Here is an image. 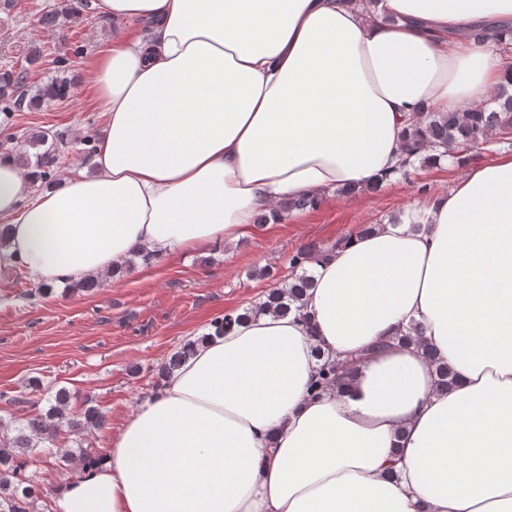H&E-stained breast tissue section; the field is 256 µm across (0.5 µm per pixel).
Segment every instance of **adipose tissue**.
Segmentation results:
<instances>
[{"label": "adipose tissue", "mask_w": 512, "mask_h": 512, "mask_svg": "<svg viewBox=\"0 0 512 512\" xmlns=\"http://www.w3.org/2000/svg\"><path fill=\"white\" fill-rule=\"evenodd\" d=\"M122 23L91 72L98 172L32 194L0 155L6 252L52 286L127 257L222 249L287 197L395 181L421 112L485 104L508 76L462 37L512 0H91ZM421 229L352 234L301 312L266 313L191 354L142 399L52 512H512V157L465 165ZM422 325L419 346L309 391ZM421 329L422 328L420 325H416L413 328H410V330L408 331V334H404L403 336H396V337L392 338V340L389 341V344H387V343L375 344L368 350L359 353L357 356H354L353 358H350L349 361L340 360L337 358H336V360H330L329 358H327V360H325L319 366V369L317 370V374L314 376L315 380H313V382H312V389L323 388V387H327V386H330L333 384L337 385L342 377V374L345 372V370H344L345 364L348 363L349 366H355L357 363H361L362 361H364L368 355L374 353L377 350L384 349V348L390 346V344L399 345V344L410 343V342L414 341L417 337H419ZM413 334H414V336H413Z\"/></svg>", "instance_id": "adipose-tissue-1"}]
</instances>
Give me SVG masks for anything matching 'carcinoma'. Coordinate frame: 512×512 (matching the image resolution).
I'll use <instances>...</instances> for the list:
<instances>
[{"mask_svg":"<svg viewBox=\"0 0 512 512\" xmlns=\"http://www.w3.org/2000/svg\"><path fill=\"white\" fill-rule=\"evenodd\" d=\"M472 37L482 43H491L495 50L504 55L505 64L512 70V62L507 53L512 51V35L506 33L490 34L476 30ZM71 56H59L54 60L57 75L48 88L34 95L25 93L27 70L18 72L5 70L0 73V112L7 114L25 108H35L40 98L50 95L64 99L73 92V82L68 75ZM512 128V83L500 86L497 95L483 106L467 112H427L420 113L409 127L408 157L410 160L400 168L402 177H407L414 161L423 159L431 165L437 164V157L422 155V151L431 148L456 147L462 156L459 161H467L465 153L490 143L494 139L504 138V130ZM62 143L63 134L49 135L45 131L30 134L27 147L35 150L36 167L40 178L51 181L56 164L55 148L47 146L49 138ZM314 207L313 198L299 196L289 199L280 212L271 216L277 221L284 214ZM265 213L260 214L258 222L265 224L271 218ZM327 252L314 245H308L295 252L291 258L292 272L286 279L275 283L266 295V299L255 308H247L243 312L231 310L215 317L209 323L216 334L242 320L266 311L301 313L303 296L311 287L313 274L310 265L322 259ZM388 347L386 343L373 345L357 356L345 360H325L317 370L312 388L318 389L339 383L345 365L354 366L364 361L368 355ZM189 353V345H183L159 369L157 377H162L177 368ZM425 355L432 363L437 364L439 385L443 388L451 386L455 374L448 366L435 359L432 350H425ZM49 407L22 418L4 420L0 418V512H31L30 498L38 485L40 476L36 464L44 459H54L63 466L71 464L85 466L96 460L86 448L62 449L56 446L58 438L64 432L79 434L91 428H98L105 423V416L99 408L89 405L79 412L71 406L69 391L60 388L47 396Z\"/></svg>","mask_w":512,"mask_h":512,"instance_id":"cac0c4a2","label":"carcinoma"}]
</instances>
